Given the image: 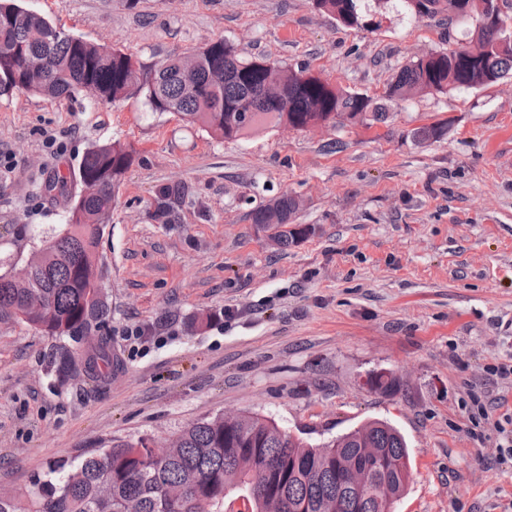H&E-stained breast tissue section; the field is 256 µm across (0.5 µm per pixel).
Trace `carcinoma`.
<instances>
[{"label": "carcinoma", "mask_w": 512, "mask_h": 512, "mask_svg": "<svg viewBox=\"0 0 512 512\" xmlns=\"http://www.w3.org/2000/svg\"><path fill=\"white\" fill-rule=\"evenodd\" d=\"M492 0H313L314 7L347 28L373 30L383 11L448 24L472 25L466 42L427 52L401 67L383 100L332 86L299 66L242 57L224 39L196 51L197 82L183 85L180 56L152 66L138 65L119 48H104L76 37L39 14L0 0V97L26 90L47 98H69L97 86L114 103L140 96L155 112L177 114L187 123L224 140H241L284 125L304 131L327 126L371 127L385 123L390 109L419 95L464 92L512 76V27L503 15L490 19ZM448 121L417 127L420 142L440 141ZM136 160L119 141L95 145L78 173H57L52 185L67 192L66 224L37 238L30 258L35 267L27 287L0 274V314L11 315L52 340L47 369L63 387L75 379H108L122 367L108 334L111 307L107 270L98 246L110 223L115 195ZM98 186L81 196L72 183ZM190 187L161 186L151 218L177 219ZM301 197L288 191L254 207L251 223L269 232L279 248L309 233L296 223ZM93 336L91 348L79 338ZM147 438L119 441L75 464L50 470L24 496L0 492V512H224L232 492L242 494L250 512H392L411 475L404 435L392 424L370 420L313 446L271 420L248 415L243 426L226 427L217 416L183 428L163 461L151 458ZM356 459L364 473L350 477L342 461Z\"/></svg>", "instance_id": "cac0c4a2"}]
</instances>
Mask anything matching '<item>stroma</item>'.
Wrapping results in <instances>:
<instances>
[{
    "instance_id": "obj_1",
    "label": "stroma",
    "mask_w": 512,
    "mask_h": 512,
    "mask_svg": "<svg viewBox=\"0 0 512 512\" xmlns=\"http://www.w3.org/2000/svg\"><path fill=\"white\" fill-rule=\"evenodd\" d=\"M19 4L146 65L223 38L373 97L445 46L435 21L391 12L374 31L342 28L312 0ZM439 119L447 138H412ZM114 140L137 151L99 247L123 371L59 388L50 339L0 317V490L23 494L54 463L240 412L315 445L388 421L412 461L394 512H512V382L496 374L512 364V78L414 98L369 129L237 142L138 97H1L0 273L31 253L19 225L64 224L66 197L47 180ZM173 181L190 198L175 223H154L155 191ZM283 190L303 198L311 231L277 251L248 213ZM377 372L395 378L390 391L369 388Z\"/></svg>"
}]
</instances>
